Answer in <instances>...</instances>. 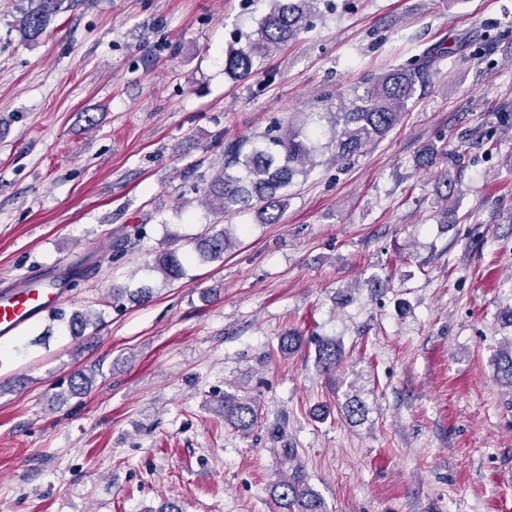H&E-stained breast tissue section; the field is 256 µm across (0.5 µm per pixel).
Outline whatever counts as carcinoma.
Here are the masks:
<instances>
[{"label": "carcinoma", "mask_w": 512, "mask_h": 512, "mask_svg": "<svg viewBox=\"0 0 512 512\" xmlns=\"http://www.w3.org/2000/svg\"><path fill=\"white\" fill-rule=\"evenodd\" d=\"M64 2L27 0L19 20L25 39L37 40L52 17L62 10ZM266 2L269 8L256 28L235 36L227 49L224 73L236 81L257 74L264 61L296 38L305 28L307 16L319 9L321 0ZM471 43L469 37L458 36L447 48L438 45L429 50L418 64L369 79L364 94L336 112L317 113L298 124H288L285 130L277 126L251 139L224 143L222 169L204 190L206 205L212 213L224 217L254 204L263 223H280L288 207L291 187L298 177L308 174L320 151L331 148L336 162H350L398 124L418 87L431 76L437 60L448 52L462 51ZM230 243L224 230L203 238L196 250L205 259L220 260ZM153 269L167 280L184 275V266L174 251L158 255ZM301 343V336L288 332L280 337V353L293 354ZM316 360L323 371L336 370L343 361L341 345L335 341L319 343ZM495 371L498 381L512 387V344L497 353ZM223 412L224 421L242 432L250 430L257 421L252 404L232 395L224 396ZM365 413V405L356 395L343 407L344 417L351 422L362 419ZM274 497L281 512H327L324 500L305 483L297 469L275 484Z\"/></svg>", "instance_id": "cac0c4a2"}]
</instances>
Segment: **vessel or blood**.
<instances>
[{
	"label": "vessel or blood",
	"instance_id": "vessel-or-blood-1",
	"mask_svg": "<svg viewBox=\"0 0 512 512\" xmlns=\"http://www.w3.org/2000/svg\"><path fill=\"white\" fill-rule=\"evenodd\" d=\"M63 299L64 293L59 288H26L0 294V335L14 334L43 313L58 307Z\"/></svg>",
	"mask_w": 512,
	"mask_h": 512
}]
</instances>
